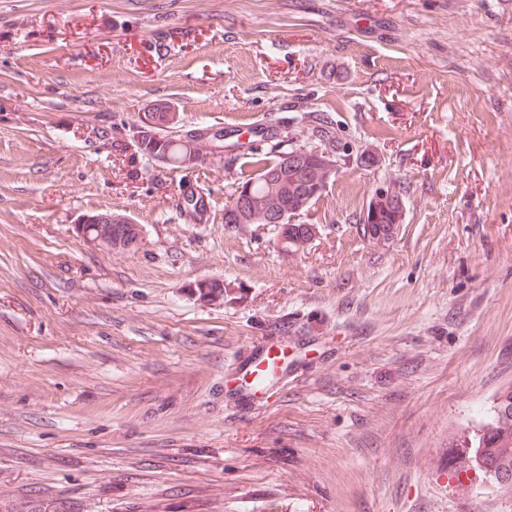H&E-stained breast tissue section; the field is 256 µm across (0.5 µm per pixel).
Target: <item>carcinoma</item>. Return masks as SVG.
Listing matches in <instances>:
<instances>
[{
    "label": "carcinoma",
    "instance_id": "obj_1",
    "mask_svg": "<svg viewBox=\"0 0 512 512\" xmlns=\"http://www.w3.org/2000/svg\"><path fill=\"white\" fill-rule=\"evenodd\" d=\"M154 127L137 126L133 145L137 152L168 165L179 168L182 152L195 155L203 163L214 156L212 141L201 136L186 139L172 136L173 113H151ZM282 141L270 146L269 152L250 150V169L236 173L237 185L243 190L233 202H224L226 224H278L280 235L291 240L305 237L309 229L304 224H291L282 217L299 215L311 203L312 193H321L329 183L327 170L322 166L323 153L309 151L300 161H290L287 152L280 150ZM193 202L181 212L187 224L196 223L199 212L204 210V200L189 194ZM373 217L382 227L402 223L394 197L374 196L368 204ZM136 235L135 225L125 223L120 214L112 216V239L118 244ZM198 299L212 301L224 296V286L214 280L203 279L196 283ZM467 455L459 461V469H473L497 482H512V390L499 397L495 419L485 424L469 438Z\"/></svg>",
    "mask_w": 512,
    "mask_h": 512
}]
</instances>
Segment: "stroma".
Listing matches in <instances>:
<instances>
[{"mask_svg": "<svg viewBox=\"0 0 512 512\" xmlns=\"http://www.w3.org/2000/svg\"><path fill=\"white\" fill-rule=\"evenodd\" d=\"M147 111L287 151L331 122L316 235L225 223L244 159L142 156ZM104 209L138 248L77 236ZM510 390L512 0H0V506L512 512L455 470ZM397 203L398 210L402 212V216H404L405 213V203L401 196H396L394 198V195L392 196H373L370 200L368 207L369 212L372 215L371 210H375L373 213L374 219L377 221L376 224H380L381 226H377L378 230H375V227H373L374 224L367 223V226L369 228V231H371L372 238L375 240H380L388 237L390 233H393L395 231L394 227H392L391 231H383L386 227H389L392 224H402V218L398 214L396 203ZM383 228V229H382Z\"/></svg>", "mask_w": 512, "mask_h": 512, "instance_id": "1", "label": "stroma"}]
</instances>
